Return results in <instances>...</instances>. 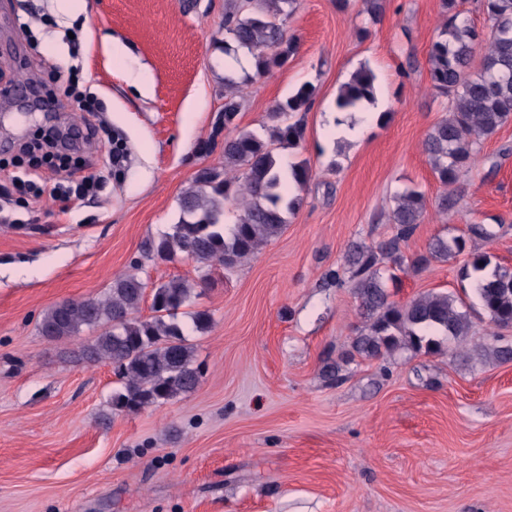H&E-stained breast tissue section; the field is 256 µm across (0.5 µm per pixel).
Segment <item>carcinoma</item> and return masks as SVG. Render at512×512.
Here are the masks:
<instances>
[{
    "label": "carcinoma",
    "mask_w": 512,
    "mask_h": 512,
    "mask_svg": "<svg viewBox=\"0 0 512 512\" xmlns=\"http://www.w3.org/2000/svg\"><path fill=\"white\" fill-rule=\"evenodd\" d=\"M293 0H241L225 16L224 56L237 57L247 50L255 61V75L264 76L283 67L298 49L287 36L282 17L288 15ZM445 21L428 56L433 87L448 97L449 115L428 132L423 146L433 174L444 186L458 183L474 165L481 140L495 134L512 121V0H481L487 15V31L479 32L460 19L456 0H442ZM486 45L481 68L472 71L474 47ZM230 93L225 96L224 127L235 120L240 103V82L224 77ZM375 76L367 68L357 70L339 90L336 106L353 111L372 101ZM314 101V89L301 86L267 113L268 139L251 132L224 137V164L200 169L180 199V219L173 232L152 246L154 259L171 262L179 256L205 267L233 268L250 258L269 240L278 237L285 225V211L293 202H284L289 185L306 184L310 168L306 161L283 166L275 154L277 147H294L304 138L302 119ZM240 202L237 220L224 224V203ZM426 209L424 195L406 189L394 197L389 214L396 234L377 247L353 245L346 262L348 283L360 302L367 332L353 343L366 357L391 355L398 351L434 352L447 341L464 342L471 335L469 313L462 299L448 292H434L404 304L390 300L381 259L395 265L403 261L401 244L414 234ZM465 248L460 237L434 239L425 254L412 260L422 268L433 260H446ZM485 257L473 258L461 277L474 279L481 305L498 327L512 325V271L502 267L488 276ZM191 288L173 277L152 289L136 275L112 280L101 297L66 299L42 316L41 334L51 340L76 335L82 328L97 330L84 344L79 359L113 367L121 389L112 395V408L136 412L164 404L193 392L200 380L194 366L193 348L176 322L177 311L188 301ZM151 296L152 315L142 317L139 309ZM481 351L500 362L512 361V344H492Z\"/></svg>",
    "instance_id": "1"
}]
</instances>
